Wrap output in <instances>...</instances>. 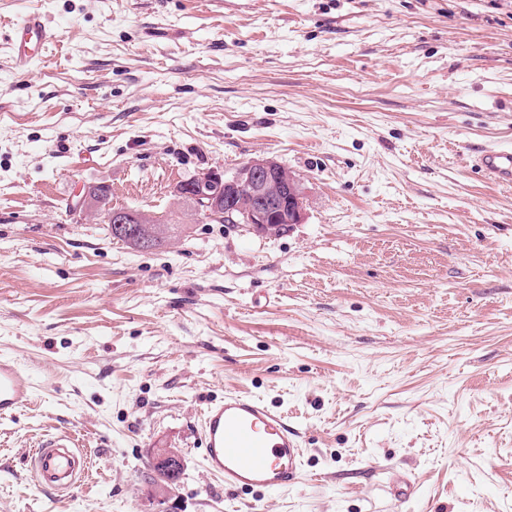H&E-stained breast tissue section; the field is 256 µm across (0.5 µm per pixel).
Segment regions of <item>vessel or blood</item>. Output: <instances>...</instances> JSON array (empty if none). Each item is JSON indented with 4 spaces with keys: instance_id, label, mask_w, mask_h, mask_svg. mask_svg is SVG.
Returning <instances> with one entry per match:
<instances>
[{
    "instance_id": "b4317fda",
    "label": "vessel or blood",
    "mask_w": 512,
    "mask_h": 512,
    "mask_svg": "<svg viewBox=\"0 0 512 512\" xmlns=\"http://www.w3.org/2000/svg\"><path fill=\"white\" fill-rule=\"evenodd\" d=\"M52 36L39 13L27 14L12 26V60L30 67ZM475 165L486 179L512 185V146L482 150ZM33 394L29 373L15 360L0 358V416L28 405ZM201 440L206 470L223 479L225 488L265 492L295 486L302 471L297 429L265 402L236 392L210 402L202 412ZM38 486L57 492L76 487L85 472L83 455L66 438L37 449Z\"/></svg>"
}]
</instances>
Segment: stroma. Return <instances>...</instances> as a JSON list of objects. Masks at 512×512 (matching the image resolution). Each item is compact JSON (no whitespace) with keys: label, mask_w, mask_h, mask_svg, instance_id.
Segmentation results:
<instances>
[{"label":"stroma","mask_w":512,"mask_h":512,"mask_svg":"<svg viewBox=\"0 0 512 512\" xmlns=\"http://www.w3.org/2000/svg\"><path fill=\"white\" fill-rule=\"evenodd\" d=\"M59 36L26 70L12 25ZM512 0H0V512H242L200 413L241 391L301 435L265 512H512ZM273 158L306 217L277 236L184 218L174 190ZM179 226L144 251L78 202ZM68 435L93 476L37 487ZM181 469L158 482L152 451ZM475 166L486 179L512 185V146H500L480 151ZM31 375L9 358H0V416L28 405L33 394Z\"/></svg>","instance_id":"35a3bbf8"}]
</instances>
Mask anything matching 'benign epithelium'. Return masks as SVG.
<instances>
[{"label": "benign epithelium", "mask_w": 512, "mask_h": 512, "mask_svg": "<svg viewBox=\"0 0 512 512\" xmlns=\"http://www.w3.org/2000/svg\"><path fill=\"white\" fill-rule=\"evenodd\" d=\"M216 184L224 194L209 193ZM181 198L193 202L200 219L247 224L260 235H279L305 219L304 197L296 176L271 158H254L228 178L219 170H206L177 187ZM117 238L132 233L137 224H150L146 213L136 217L115 209L106 214Z\"/></svg>", "instance_id": "7a95c632"}]
</instances>
